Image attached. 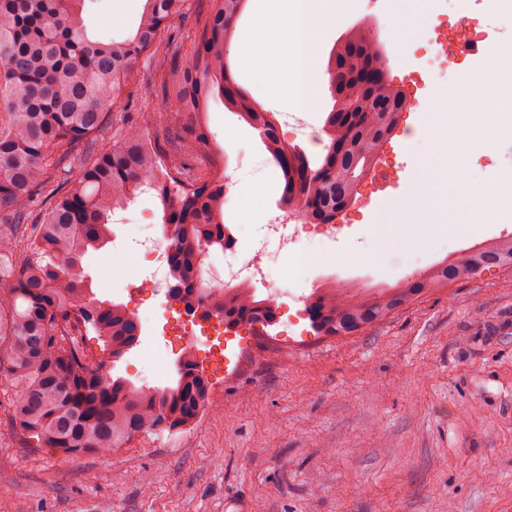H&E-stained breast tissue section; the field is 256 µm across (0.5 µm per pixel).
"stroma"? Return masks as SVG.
<instances>
[{
  "label": "stroma",
  "mask_w": 512,
  "mask_h": 512,
  "mask_svg": "<svg viewBox=\"0 0 512 512\" xmlns=\"http://www.w3.org/2000/svg\"><path fill=\"white\" fill-rule=\"evenodd\" d=\"M143 4L88 0L85 22L99 39L122 40ZM211 4L185 0L171 19L166 35L177 52L191 49ZM366 18L364 0L341 11L327 0L317 14L316 66L325 68L337 40ZM375 22L390 79L427 77L416 112L400 120L390 142L407 189L435 164L430 130L440 100L452 96L456 111H466L480 70L468 58L458 73L430 75L428 19L407 20L402 35L387 15ZM248 49L284 73L288 46L275 30L256 27L249 8L237 21L229 66L265 111L283 118L289 109L281 98L252 83L243 64ZM163 81L145 63L113 116L144 122L163 99ZM207 128L213 150L239 180L237 196L224 205L225 223L280 213V170L257 131L218 98L209 104ZM399 202L382 199L361 216H339L346 229L334 242L302 234L298 251L307 263L280 300L276 324L225 332L231 363L220 369L208 347H198L210 403L188 426L65 459L27 447L12 428V391L0 384V458L7 460L0 498L11 512H512V267L437 289L352 336H317L310 327L303 298L313 288H389L460 250L512 235V222H468L454 237L440 226L389 224L386 207ZM112 221L113 242L88 254L84 266L99 302L124 304L138 318L141 344L116 362L102 356V372L138 386L174 385L184 341L162 326L183 305L168 290L145 286L152 265L135 247L142 224L162 223L155 194H136ZM400 236L430 243L401 250L394 245ZM319 252L329 260L311 262Z\"/></svg>",
  "instance_id": "stroma-1"
}]
</instances>
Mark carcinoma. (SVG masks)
Listing matches in <instances>:
<instances>
[{
    "label": "carcinoma",
    "instance_id": "carcinoma-1",
    "mask_svg": "<svg viewBox=\"0 0 512 512\" xmlns=\"http://www.w3.org/2000/svg\"><path fill=\"white\" fill-rule=\"evenodd\" d=\"M185 0H146L132 36L121 42L93 38L83 19L85 0H0V382L13 391L9 409L16 431L32 448L71 458L118 448L133 436L174 430L205 410L211 388L204 370L185 353L175 386L137 387L106 378L83 344L92 331L118 361L140 344L141 326L121 304L104 306L86 279L84 257L110 237L109 220L131 195L146 188L163 206L168 240L169 292L196 298L205 316L230 329L270 323L276 308L221 285L196 287L204 251L231 244L224 235V180L195 178L177 161L168 166L148 126L116 130L112 146L98 148L108 109L153 59L170 75L165 98L189 123L174 154L210 148L196 116L214 94L260 134L284 181L281 202L316 224H333L354 198L359 174L389 142L405 107L401 87L388 75L370 93L355 77L388 70L373 37L351 32L330 54L327 69L345 65L341 102L352 111L326 113L329 142L321 162L288 148L270 112L234 81L226 52L235 20L248 0H213L194 49L170 56L162 38ZM44 212L32 220L36 206ZM37 224L30 233L24 224ZM512 265V237L444 260L398 286L351 295L340 288L309 298L306 312L319 336H348L383 321L421 295L469 279L487 267Z\"/></svg>",
    "mask_w": 512,
    "mask_h": 512
}]
</instances>
